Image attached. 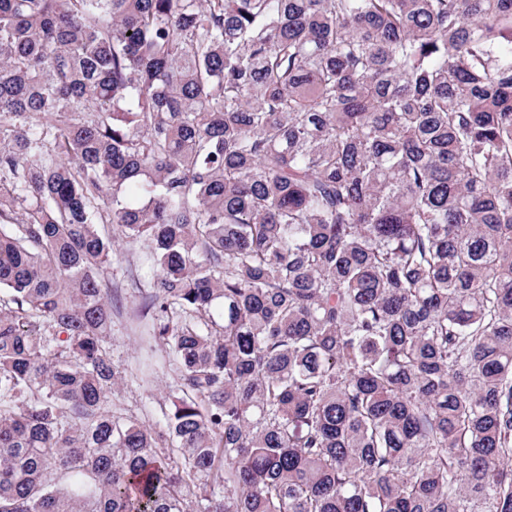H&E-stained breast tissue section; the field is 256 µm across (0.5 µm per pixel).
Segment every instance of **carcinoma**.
<instances>
[{"label":"carcinoma","mask_w":512,"mask_h":512,"mask_svg":"<svg viewBox=\"0 0 512 512\" xmlns=\"http://www.w3.org/2000/svg\"><path fill=\"white\" fill-rule=\"evenodd\" d=\"M0 512H512V0H0ZM113 250L112 361L123 371V380L112 394V403L154 427L162 418L176 374L164 362L160 348L145 342L148 319L140 309L150 291V280L141 268L147 265L149 250L144 243L121 240L116 241ZM133 277L137 285L132 284ZM141 377L151 382L142 383Z\"/></svg>","instance_id":"cac0c4a2"}]
</instances>
